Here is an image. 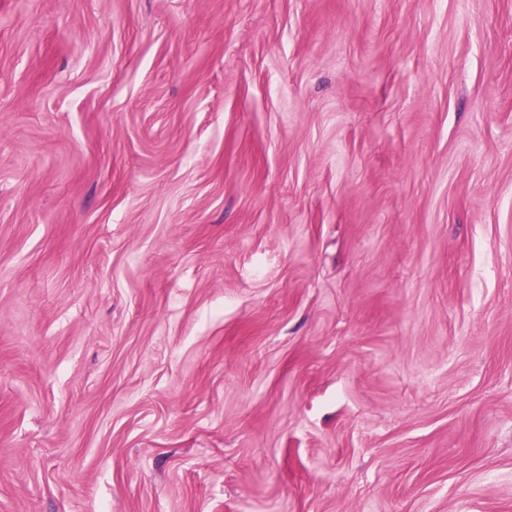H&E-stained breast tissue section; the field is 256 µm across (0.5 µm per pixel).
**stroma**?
Wrapping results in <instances>:
<instances>
[{
	"label": "stroma",
	"mask_w": 512,
	"mask_h": 512,
	"mask_svg": "<svg viewBox=\"0 0 512 512\" xmlns=\"http://www.w3.org/2000/svg\"><path fill=\"white\" fill-rule=\"evenodd\" d=\"M512 512V0H0V512Z\"/></svg>",
	"instance_id": "obj_1"
}]
</instances>
